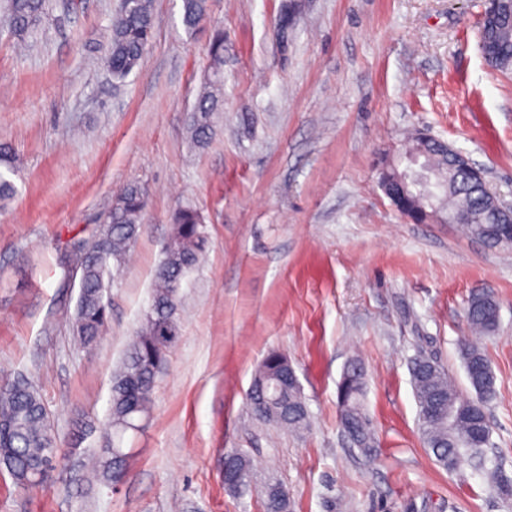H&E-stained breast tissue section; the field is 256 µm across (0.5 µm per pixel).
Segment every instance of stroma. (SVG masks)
<instances>
[{"label":"stroma","mask_w":512,"mask_h":512,"mask_svg":"<svg viewBox=\"0 0 512 512\" xmlns=\"http://www.w3.org/2000/svg\"><path fill=\"white\" fill-rule=\"evenodd\" d=\"M211 0L193 34L181 0H155L154 38L125 82L102 63L117 0H53L40 47L19 53L0 16V144L17 193L0 205V367L34 380L63 462L22 490L0 470V512H264L267 484L290 512H512L490 476L512 481V249L456 224H413L381 187L382 160L407 132L448 142L512 203V71L485 61V0ZM224 32V112L192 148L186 118L215 30ZM139 183L140 235L112 287L106 334L72 332L78 283L56 254L103 221L104 200ZM180 206L198 209L206 257L183 280L179 336L157 378L145 428L116 487L88 480L102 447L112 371L147 310ZM492 292L499 325L472 336L471 295ZM476 339L496 376L486 466L439 467L418 428L410 373L438 361L463 395L459 346ZM272 352L294 368L310 427L257 420L248 394ZM365 371L377 451L339 422L346 366ZM251 460L249 488L218 461ZM250 460L239 452H229L221 461L224 485L231 491L243 493L248 487Z\"/></svg>","instance_id":"stroma-1"}]
</instances>
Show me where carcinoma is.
Wrapping results in <instances>:
<instances>
[{
  "label": "carcinoma",
  "instance_id": "cac0c4a2",
  "mask_svg": "<svg viewBox=\"0 0 512 512\" xmlns=\"http://www.w3.org/2000/svg\"><path fill=\"white\" fill-rule=\"evenodd\" d=\"M50 0H0L11 32L19 42L33 37L41 19L49 11ZM497 13L494 32L496 69L512 70V0H495L485 12ZM210 13V0H182V25L192 34ZM155 25L154 0H122L112 19L111 34L104 59L112 77L126 79L139 65L151 43ZM224 33L217 31L208 49V70L197 104L187 117V138L196 148L208 145L214 131V119L223 111ZM408 152L422 154L428 166V179L420 187L419 199L404 213L415 224L434 222L438 212L460 217L468 235L479 234L490 248L499 244L495 225L484 223L489 191L485 183L458 175L448 185V165L453 153L443 155L440 143L424 142L420 133L411 135ZM16 173L15 158L9 147L0 145V201L16 193L10 176ZM146 205L144 189L130 183L111 197L106 205L103 224L89 238L74 237L57 257L63 270L79 273V294L72 329L87 348L98 343L106 333L112 306V284L125 264L131 247L139 236ZM207 245L205 224L191 207L179 208L173 217L171 235L154 274L151 304L140 323L128 351L112 375L109 418L106 424L108 445L94 453V471L109 480L124 471L126 460L112 456V448L123 440L137 423L146 420L153 405L156 378L179 334L178 291L183 278L198 264ZM467 319L480 333L496 330L499 305L489 292H477L468 302ZM466 375L472 389L461 395L448 374L435 362L417 357L411 376L419 410V430L435 462L452 471L466 461L481 459L489 444V424L482 434L474 430L476 417L484 416L486 405L496 396L495 374L477 344L465 342L460 349ZM290 367L280 354L268 355L259 366L249 404L254 416L262 421L283 425L293 431L309 426L302 391L284 387ZM363 368L343 374L338 389L340 422L343 430L356 435V446L369 456L375 450L370 416L362 397ZM57 447L50 413L36 385L24 379L0 377V467L5 468L21 489L35 486L37 478H47L53 469ZM224 485L242 493L248 487L250 460L239 452H229L221 461ZM287 491H267L264 512H289Z\"/></svg>",
  "mask_w": 512,
  "mask_h": 512
}]
</instances>
